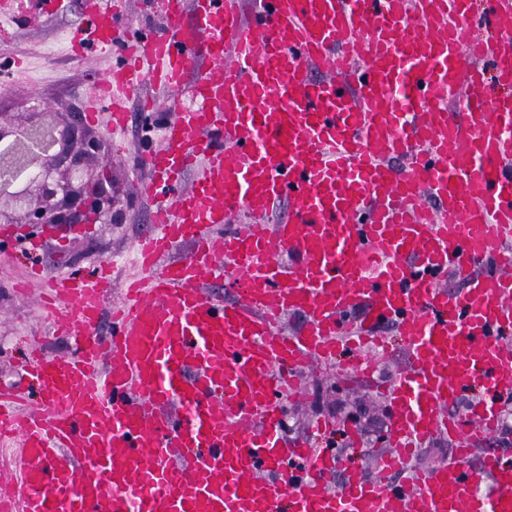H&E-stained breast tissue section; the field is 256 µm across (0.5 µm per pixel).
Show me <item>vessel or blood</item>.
<instances>
[{
    "mask_svg": "<svg viewBox=\"0 0 512 512\" xmlns=\"http://www.w3.org/2000/svg\"><path fill=\"white\" fill-rule=\"evenodd\" d=\"M119 4L84 0L69 42L123 55L88 119L125 125L146 79L186 102L166 148L143 157L153 228L139 276L111 307L105 269L51 281L71 304L55 322L69 356L32 351L19 382L0 383V438L20 447L0 505L512 512V465L489 446L512 396V0H487L494 31L471 39V0H254L248 20L242 0H161L163 24L137 31ZM282 200L285 219L269 223ZM228 266L233 302L208 289ZM451 276L463 294L444 289ZM291 311L307 321L286 336ZM386 324L406 364L379 386L392 406L382 474L354 467L334 487L328 449L282 441L284 400L313 362L372 380ZM473 384L487 398L450 414ZM436 434L453 456L411 467Z\"/></svg>",
    "mask_w": 512,
    "mask_h": 512,
    "instance_id": "b4317fda",
    "label": "vessel or blood"
}]
</instances>
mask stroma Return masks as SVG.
<instances>
[{"instance_id": "1", "label": "stroma", "mask_w": 512, "mask_h": 512, "mask_svg": "<svg viewBox=\"0 0 512 512\" xmlns=\"http://www.w3.org/2000/svg\"><path fill=\"white\" fill-rule=\"evenodd\" d=\"M81 0H69L55 13L41 12L28 20L18 0H0V15L10 17L7 50H0V119L9 121L28 111L41 98L59 112L83 113L96 85L121 60L119 50L94 52L72 59L66 38L79 21ZM160 110L133 112L126 128L112 130L108 113L88 122L112 149V180L117 195L129 201L122 224H95L69 235L52 226H29L25 240L0 237V381L15 380V364L31 343H42L51 356H65L69 344L54 335L41 311L42 284H32L26 295L13 291L25 279L31 262L41 263L52 275L89 274L105 262L115 264L119 278L136 275L137 238L150 231L151 205L141 197L136 182L143 177V153L164 148V127L173 121L180 104L176 94H159ZM301 397L285 404L286 441L308 440L333 445L344 467L361 466L366 477L378 475L379 456L388 447L391 408L376 389L364 383L338 379L332 363L312 364L299 376ZM328 423V430L317 427ZM355 429V443L343 430Z\"/></svg>"}]
</instances>
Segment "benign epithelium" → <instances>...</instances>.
<instances>
[{"label": "benign epithelium", "mask_w": 512, "mask_h": 512, "mask_svg": "<svg viewBox=\"0 0 512 512\" xmlns=\"http://www.w3.org/2000/svg\"><path fill=\"white\" fill-rule=\"evenodd\" d=\"M0 143L21 154L26 175L0 177V224H121L126 212L115 195L105 139L85 130L75 114L62 119L39 99L10 123L0 121Z\"/></svg>", "instance_id": "obj_1"}]
</instances>
